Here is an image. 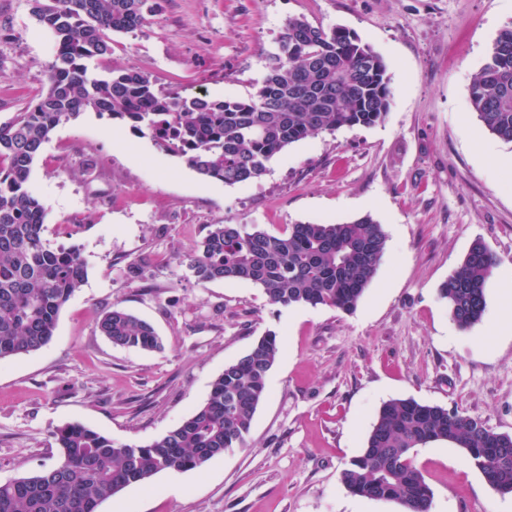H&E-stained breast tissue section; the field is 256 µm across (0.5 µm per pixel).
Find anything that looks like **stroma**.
Returning <instances> with one entry per match:
<instances>
[{"label":"stroma","instance_id":"35a3bbf8","mask_svg":"<svg viewBox=\"0 0 512 512\" xmlns=\"http://www.w3.org/2000/svg\"><path fill=\"white\" fill-rule=\"evenodd\" d=\"M137 30L111 36L99 74L135 69L157 90L243 99L290 19L344 26L384 60L391 105L370 127L319 133L276 154L260 178L201 177L112 120L56 129L30 190L50 247L87 269L42 349L0 360V482L55 464L53 432L79 423L141 445L180 425L225 364L266 333L280 351L245 447L203 469L162 472L99 512H402L349 493L358 456L392 399L459 408L512 435V143L473 112L469 86L512 0H149ZM33 0H0V125L46 92L55 40ZM371 215L387 250L356 309L281 307L243 282L205 285L186 258L210 224L278 234ZM499 259L481 322L460 329L438 290L474 241ZM136 267L130 277L128 267ZM151 322L160 351L112 345L96 328L113 303ZM415 464L431 512H512L460 449L435 442Z\"/></svg>","mask_w":512,"mask_h":512}]
</instances>
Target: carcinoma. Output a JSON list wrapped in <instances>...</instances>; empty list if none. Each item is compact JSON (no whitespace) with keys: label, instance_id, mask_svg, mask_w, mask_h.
Returning a JSON list of instances; mask_svg holds the SVG:
<instances>
[{"label":"carcinoma","instance_id":"obj_1","mask_svg":"<svg viewBox=\"0 0 512 512\" xmlns=\"http://www.w3.org/2000/svg\"><path fill=\"white\" fill-rule=\"evenodd\" d=\"M34 14L57 42L49 86L34 106L0 126V359L37 351L53 337L61 309L82 285L86 267L75 247L44 239L47 209L28 188L31 166L56 129L95 112L199 175L228 186L267 172L288 146L320 132L368 127L390 108L383 59L350 30L293 18L268 58L256 92L244 100L155 90L127 70L96 78L88 63L111 52L108 33L146 20L148 0H34ZM478 119L512 143V23L498 34L469 88ZM387 248L383 225L366 215L335 224L288 225L282 234L243 224H211L188 268L200 284L245 281L281 306L356 309ZM497 256L473 243L438 290L452 320L465 330L486 309L487 280ZM116 347L154 351V326L118 303L97 322ZM279 353L273 333L224 366L206 401L179 426L143 446L120 445L74 423L55 432L59 461L31 476L0 483V512H98L101 503L160 472L201 469L231 448H243ZM446 442L501 495L512 494V435L488 430L457 408L413 399L386 402L361 453L341 470L352 494L430 512L433 493L414 463L416 449Z\"/></svg>","mask_w":512,"mask_h":512}]
</instances>
